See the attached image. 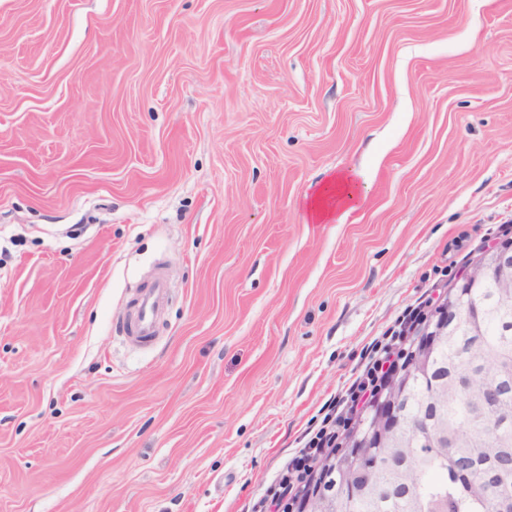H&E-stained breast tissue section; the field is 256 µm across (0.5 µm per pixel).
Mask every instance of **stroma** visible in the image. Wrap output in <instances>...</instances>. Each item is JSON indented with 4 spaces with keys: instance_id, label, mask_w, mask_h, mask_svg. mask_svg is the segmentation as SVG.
Returning <instances> with one entry per match:
<instances>
[{
    "instance_id": "obj_1",
    "label": "stroma",
    "mask_w": 512,
    "mask_h": 512,
    "mask_svg": "<svg viewBox=\"0 0 512 512\" xmlns=\"http://www.w3.org/2000/svg\"><path fill=\"white\" fill-rule=\"evenodd\" d=\"M510 237L512 0H0V512H270ZM358 173H336L318 186L308 199L307 208L315 223L332 219L344 223L359 208ZM169 283L164 271L142 284L136 291L137 299L130 318L128 336L140 343L154 336V328L168 298Z\"/></svg>"
}]
</instances>
